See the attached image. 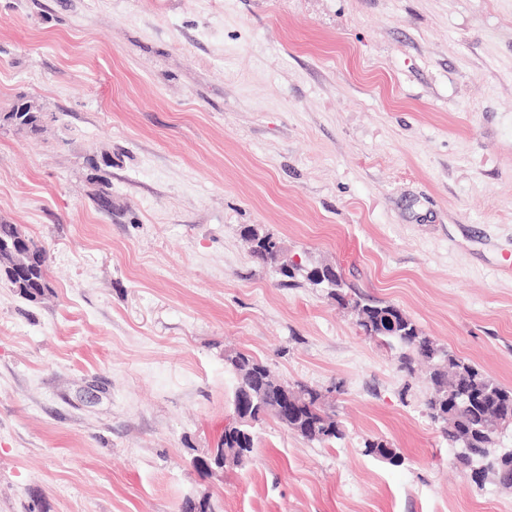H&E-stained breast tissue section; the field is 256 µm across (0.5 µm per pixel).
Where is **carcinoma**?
<instances>
[{
  "label": "carcinoma",
  "instance_id": "1",
  "mask_svg": "<svg viewBox=\"0 0 512 512\" xmlns=\"http://www.w3.org/2000/svg\"><path fill=\"white\" fill-rule=\"evenodd\" d=\"M33 106V122L27 125L15 120L17 109L0 119L18 130L37 135L43 130L42 110L37 103ZM241 236L250 244L252 256L261 262L275 265L277 259L268 252L266 240L271 234L247 225L241 229ZM38 259L36 278L43 284L39 294L48 288V257L44 247L27 239L22 251L16 254L0 253V270L16 263L26 262L31 256ZM302 277L313 286L332 288L336 303L353 315L356 326L365 336L384 345L397 343L400 352L397 357L399 369L411 377L415 366L424 362L429 367L427 382L429 393L425 405L429 417L439 425L443 437L453 448H461V460L470 464L478 462L496 468L492 473L501 486L512 488V450L499 451L495 448L494 433L485 430L488 418L497 416L502 424H509L512 417V387L496 382L476 366L469 364L426 335L423 330L397 306L383 303L360 295H351L340 272L333 273L331 283H319L317 267L294 265L283 278L288 284H295ZM224 365L236 379L234 399L238 400L257 393L260 379L270 378L266 393L258 396L255 407L247 413L242 423L232 431H224L218 448L224 455L239 465L251 458L255 448L254 423L265 417L276 418L274 414L283 400L281 379L273 376L271 369L262 361L235 351L224 356ZM288 406L290 416L284 429L293 432L311 444L326 445L344 438L342 422L336 413L326 408L320 389L305 382L296 381L288 385ZM366 453L385 459L396 465L401 455L384 440L365 443Z\"/></svg>",
  "mask_w": 512,
  "mask_h": 512
}]
</instances>
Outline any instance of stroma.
Here are the masks:
<instances>
[{"label":"stroma","mask_w":512,"mask_h":512,"mask_svg":"<svg viewBox=\"0 0 512 512\" xmlns=\"http://www.w3.org/2000/svg\"><path fill=\"white\" fill-rule=\"evenodd\" d=\"M23 96L46 129L0 127V221L51 290L0 278V512H512L399 346L240 236L336 265L512 386V0H0V114ZM232 349L328 391L344 439L269 417L246 463L195 469ZM21 227L18 224H9L8 222H0V240L10 239L13 237L17 231H19ZM23 232V231H22ZM23 234L27 237V243L23 245L21 253L16 254H3L0 253V270L5 273V269L8 266L16 263L27 262L32 255H35L38 259V272L36 278L40 280L43 284V288L39 291V296H43L45 289L49 288V282L47 279V270H48V257L47 251L44 247L39 246L36 242H34L31 238H29L24 232ZM11 284L16 288V290L23 296L28 299L36 298L35 296H30L29 292L26 288L19 285L13 280H10L6 275ZM33 300V299H32ZM250 229H252L251 237L248 235V231H250ZM261 232L258 228L247 225L241 229V236L250 244L252 256L264 264L274 266L277 263V259L268 252L265 242L267 239L275 237L270 233Z\"/></svg>","instance_id":"35a3bbf8"}]
</instances>
